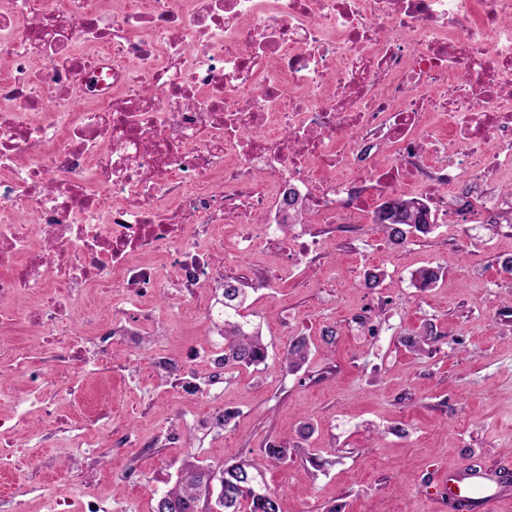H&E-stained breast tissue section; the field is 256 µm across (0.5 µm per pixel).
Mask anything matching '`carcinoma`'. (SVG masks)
Here are the masks:
<instances>
[{
	"label": "carcinoma",
	"instance_id": "cac0c4a2",
	"mask_svg": "<svg viewBox=\"0 0 512 512\" xmlns=\"http://www.w3.org/2000/svg\"><path fill=\"white\" fill-rule=\"evenodd\" d=\"M377 227L393 246H401L408 235L415 232L426 235L432 231L431 224H377ZM441 277L438 268H421L412 274L413 285L426 289L436 285ZM249 294L243 288L224 289V321L215 325L219 337L224 339V367H257L267 358V346L261 333L249 328L243 321L242 310L246 308ZM433 327L424 326L417 331L400 336V343L408 350L419 353L433 340ZM309 343L303 336L292 339L283 359L288 369L295 371L306 362ZM314 428L305 424L299 431L296 442L265 440L260 458H241L227 462L218 468L189 462L179 472L176 482L159 498L154 512H211L208 505L210 483H216L214 506L219 512H280L279 496L270 491L264 480V471L270 464H285L305 453L304 441Z\"/></svg>",
	"mask_w": 512,
	"mask_h": 512
}]
</instances>
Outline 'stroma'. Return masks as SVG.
Returning <instances> with one entry per match:
<instances>
[{
  "label": "stroma",
  "instance_id": "obj_1",
  "mask_svg": "<svg viewBox=\"0 0 512 512\" xmlns=\"http://www.w3.org/2000/svg\"><path fill=\"white\" fill-rule=\"evenodd\" d=\"M316 230L322 248L310 264L285 267L275 251L240 259L272 282L250 293L245 311L268 346L265 365L230 369L206 403L159 385L146 370L155 351L177 359L215 342L194 317L157 322L155 345L126 359L120 388L132 406L113 418V435L159 433L178 416L194 427L190 445L78 449L84 473L62 467L47 483L26 484L33 512L85 489L105 512H154L188 458L218 466L269 438L296 441L304 421L315 427L308 457L265 471L281 512H455L443 481L461 466H497L512 488V275L501 271L512 227L438 224L401 247L373 224ZM422 267L443 269L435 287L413 285ZM368 271L379 273L377 287H365ZM426 324L435 341L410 352L400 335ZM327 326L337 330L330 345L321 338ZM294 336L308 339L311 354L291 372L282 354ZM213 405L235 413L218 432L200 425ZM107 462L111 485H86L85 472Z\"/></svg>",
  "mask_w": 512,
  "mask_h": 512
}]
</instances>
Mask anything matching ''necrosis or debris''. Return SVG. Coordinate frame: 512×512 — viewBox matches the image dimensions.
<instances>
[{"mask_svg": "<svg viewBox=\"0 0 512 512\" xmlns=\"http://www.w3.org/2000/svg\"><path fill=\"white\" fill-rule=\"evenodd\" d=\"M512 0H0V470L37 481L31 415L78 448L111 441L83 377L138 353L167 297L215 323L244 254L303 262L315 224L413 197L455 223L512 197ZM466 189L477 214L453 213ZM244 227L237 254L224 227ZM223 343L159 354L158 382L222 383Z\"/></svg>", "mask_w": 512, "mask_h": 512, "instance_id": "obj_1", "label": "necrosis or debris"}]
</instances>
